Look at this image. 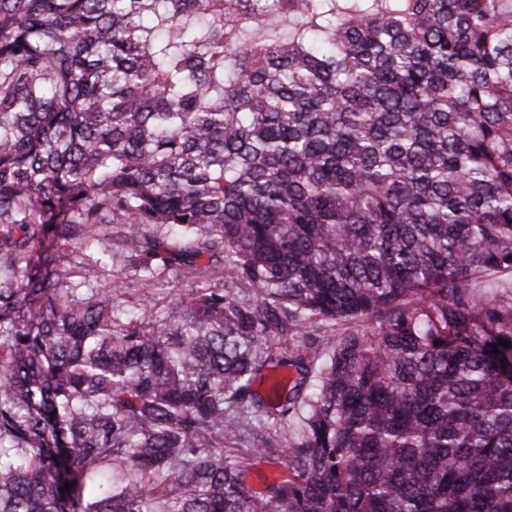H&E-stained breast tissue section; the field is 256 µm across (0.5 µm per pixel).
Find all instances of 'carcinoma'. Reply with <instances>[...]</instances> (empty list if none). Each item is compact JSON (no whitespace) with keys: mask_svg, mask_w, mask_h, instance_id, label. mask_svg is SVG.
I'll list each match as a JSON object with an SVG mask.
<instances>
[{"mask_svg":"<svg viewBox=\"0 0 512 512\" xmlns=\"http://www.w3.org/2000/svg\"><path fill=\"white\" fill-rule=\"evenodd\" d=\"M47 233L190 288L129 320ZM499 273L512 0H0V512H512Z\"/></svg>","mask_w":512,"mask_h":512,"instance_id":"carcinoma-1","label":"carcinoma"}]
</instances>
